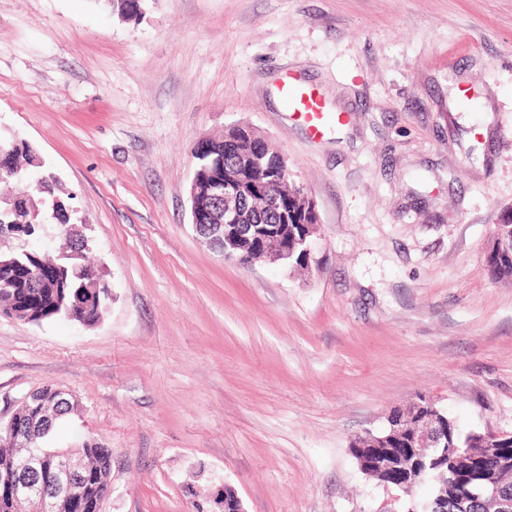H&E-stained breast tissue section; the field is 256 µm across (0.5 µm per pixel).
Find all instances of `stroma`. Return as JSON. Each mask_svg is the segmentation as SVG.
<instances>
[{"label": "stroma", "mask_w": 512, "mask_h": 512, "mask_svg": "<svg viewBox=\"0 0 512 512\" xmlns=\"http://www.w3.org/2000/svg\"><path fill=\"white\" fill-rule=\"evenodd\" d=\"M294 74L346 125L321 140ZM252 127L314 202L308 269L194 232L192 148ZM0 134L86 222L112 301L94 326L0 314V420L50 384L49 442L112 452L104 512H377L351 440L424 396L512 434V282L486 254L512 205V0H0ZM112 12L124 21H136L142 16L146 0H104ZM281 95L286 110L305 123L311 137H322L326 133L330 112L320 93L288 74L281 86Z\"/></svg>", "instance_id": "stroma-1"}]
</instances>
